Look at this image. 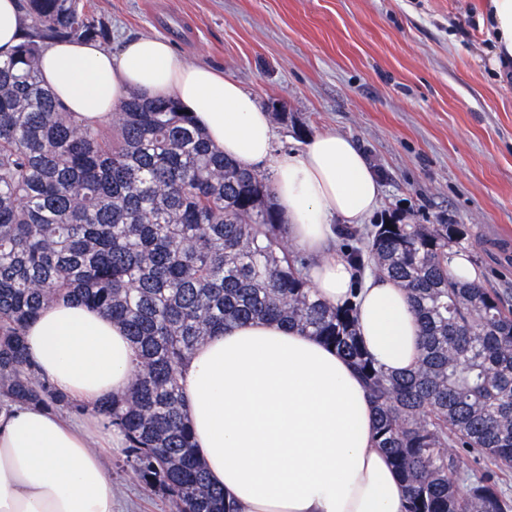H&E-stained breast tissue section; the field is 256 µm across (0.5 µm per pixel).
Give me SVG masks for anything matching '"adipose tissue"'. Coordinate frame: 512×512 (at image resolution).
Segmentation results:
<instances>
[{"label":"adipose tissue","instance_id":"1","mask_svg":"<svg viewBox=\"0 0 512 512\" xmlns=\"http://www.w3.org/2000/svg\"><path fill=\"white\" fill-rule=\"evenodd\" d=\"M490 3L497 68L512 57V0ZM39 70L86 121L104 120L133 92L173 98L228 158L252 167L271 155V118L255 97L209 66L177 59L162 37H139L116 55L93 41H55ZM381 192L363 152L336 131L276 167L278 209L289 236L318 255L308 276L331 305L348 299L354 280L330 249L333 221L360 223ZM358 333L388 372L413 368L421 354L408 296L386 276L363 286ZM24 339L40 375L87 413L71 420L37 405L0 413V512H115L94 446L119 448L125 438L94 408L128 390L134 345L111 316L67 299L43 309ZM181 385L195 450L237 512H404L401 477L376 445V405L348 359L319 338L266 320L227 324L197 347Z\"/></svg>","mask_w":512,"mask_h":512}]
</instances>
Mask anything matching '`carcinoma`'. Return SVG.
<instances>
[{"instance_id":"carcinoma-1","label":"carcinoma","mask_w":512,"mask_h":512,"mask_svg":"<svg viewBox=\"0 0 512 512\" xmlns=\"http://www.w3.org/2000/svg\"><path fill=\"white\" fill-rule=\"evenodd\" d=\"M21 42L0 61V400L76 405L39 377L24 330L58 298L108 313L138 357L129 390L96 407L126 438L145 487L177 512H233L196 454L181 367L231 322H280L344 354L377 406V446L400 472L405 512H512V307L454 281L459 224L337 229L356 271L408 293L417 364L383 370L358 309L324 302L288 243L274 188L224 157L171 99L131 93L109 129L73 116L39 76L56 40H111L79 0H18Z\"/></svg>"}]
</instances>
